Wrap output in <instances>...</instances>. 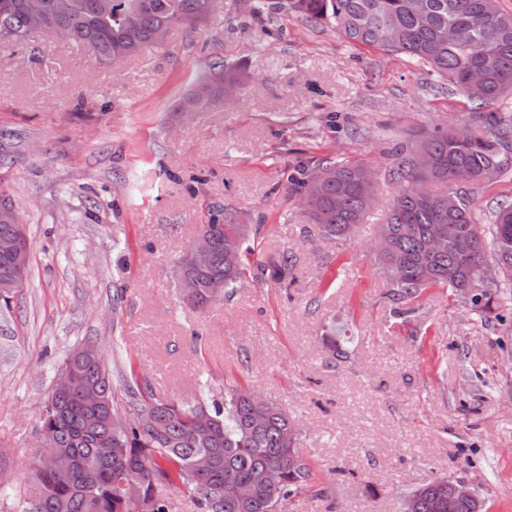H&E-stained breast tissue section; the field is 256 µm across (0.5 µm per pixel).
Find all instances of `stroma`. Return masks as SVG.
<instances>
[{"label": "stroma", "mask_w": 512, "mask_h": 512, "mask_svg": "<svg viewBox=\"0 0 512 512\" xmlns=\"http://www.w3.org/2000/svg\"><path fill=\"white\" fill-rule=\"evenodd\" d=\"M249 4L215 0L209 25L111 65L40 33L0 46V191L30 242L25 286L0 307V512H25L47 395L87 344L114 364L119 403L133 375L185 403L249 389L299 420L312 478L284 512H400L434 477L512 512V288L488 314L439 286L400 303L370 249L396 152L471 126L474 102L429 67L287 11L254 21ZM215 61L245 74L239 97L178 111ZM324 158L379 180L347 240L285 190L286 170ZM472 192L481 224L512 203V153ZM224 207L253 228L248 273L196 309L179 261ZM285 253L287 285L262 272Z\"/></svg>", "instance_id": "35a3bbf8"}]
</instances>
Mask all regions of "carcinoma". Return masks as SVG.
<instances>
[{
  "label": "carcinoma",
  "instance_id": "carcinoma-1",
  "mask_svg": "<svg viewBox=\"0 0 512 512\" xmlns=\"http://www.w3.org/2000/svg\"><path fill=\"white\" fill-rule=\"evenodd\" d=\"M41 17L27 12L23 0H0V41L25 43L33 33L68 39L91 49L110 64L158 46L175 25L195 28L209 21L213 0H112L103 13L99 0H45ZM282 8L306 20L328 23L346 41L404 55L429 65L443 80L460 88L478 103L473 115L478 126L494 133L484 137L469 131L461 137L450 129L422 136L408 151H400L389 171L396 195L375 250L382 273L397 275L389 282L394 299L409 302L432 286L457 292L487 273V251H492L498 278L484 279L472 306L492 311L499 282L512 287V263H502L504 241L512 239V204L492 213L493 231L475 218L474 201L466 185L479 183L478 173L512 151V124L486 110L512 94V13L500 10L498 0H254L249 14L260 20ZM482 76L479 90H471L467 76ZM244 76L224 62L211 64L208 74L180 99L178 109L195 112L235 96ZM367 166L356 162L319 160L286 175L288 196L297 202L308 221L327 238L342 239L350 227L363 222L376 194L374 178H365ZM447 190L435 193L430 185ZM212 244L208 267L197 270L179 265L184 300L197 309L215 301L213 285L227 287L246 273L242 257L247 252L250 228L238 224L232 212L219 210L202 226ZM26 238L20 217L0 218V236ZM443 244L431 247L436 236ZM29 261L17 263L0 255V301L7 304L24 286ZM269 276L286 283L292 264L284 253ZM62 366L71 370L66 391L51 390L39 430L45 447L67 455L73 467L46 475L33 487L26 512H170L159 488L182 482L191 486L201 512H282V508L308 481L309 466L290 435L294 420L273 405L263 419L254 420L259 405L255 397L233 388L224 402L194 404L142 398L141 385H127L131 399L141 405L156 404L154 427L140 426L115 398L111 373L104 359L71 351ZM93 392L98 402L90 404ZM207 457L210 469L201 474L196 460ZM282 472L279 485L270 487L265 471ZM140 480L137 507L126 496L124 482ZM229 485L233 500H221L215 487ZM421 493L413 512H431L438 498L443 512H483L480 498L461 501L452 494L450 479L434 478L416 488Z\"/></svg>",
  "mask_w": 512,
  "mask_h": 512
}]
</instances>
